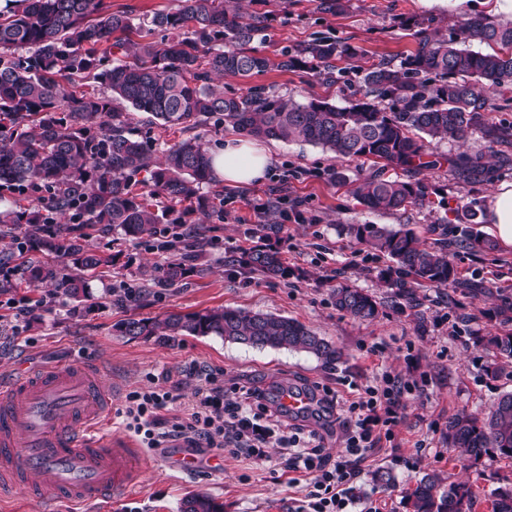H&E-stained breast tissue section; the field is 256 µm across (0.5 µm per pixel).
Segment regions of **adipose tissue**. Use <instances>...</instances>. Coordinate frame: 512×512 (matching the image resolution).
<instances>
[{
	"label": "adipose tissue",
	"instance_id": "adipose-tissue-1",
	"mask_svg": "<svg viewBox=\"0 0 512 512\" xmlns=\"http://www.w3.org/2000/svg\"><path fill=\"white\" fill-rule=\"evenodd\" d=\"M274 163L269 148L244 138H228L214 154L212 167L217 177L231 185H248L263 180ZM489 231L497 244L512 248V183L499 184L490 194L485 210Z\"/></svg>",
	"mask_w": 512,
	"mask_h": 512
}]
</instances>
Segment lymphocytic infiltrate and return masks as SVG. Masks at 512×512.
I'll list each match as a JSON object with an SVG mask.
<instances>
[{
  "label": "lymphocytic infiltrate",
  "instance_id": "f902f5d3",
  "mask_svg": "<svg viewBox=\"0 0 512 512\" xmlns=\"http://www.w3.org/2000/svg\"><path fill=\"white\" fill-rule=\"evenodd\" d=\"M160 379V385L126 397V426L146 447L181 448L192 454L209 448L256 460L266 459L268 449H283L279 469L305 478L304 500L296 512H353L364 463L404 424L406 397H426L428 386L424 378L385 373L378 384L359 386L357 401L347 405L339 404L334 390H326L324 402L337 412L344 445L333 457L325 453L318 434L286 430L284 411L269 406L258 390L226 382L216 372L205 373L193 410L183 418L172 413L179 396L170 372L161 373Z\"/></svg>",
  "mask_w": 512,
  "mask_h": 512
}]
</instances>
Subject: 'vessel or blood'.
I'll list each match as a JSON object with an SVG mask.
<instances>
[{
  "label": "vessel or blood",
  "instance_id": "1",
  "mask_svg": "<svg viewBox=\"0 0 512 512\" xmlns=\"http://www.w3.org/2000/svg\"><path fill=\"white\" fill-rule=\"evenodd\" d=\"M310 400L292 388L277 402L300 414ZM111 404V391L88 364L1 378L0 500L23 491L36 501H108L142 478L140 450L105 431Z\"/></svg>",
  "mask_w": 512,
  "mask_h": 512
}]
</instances>
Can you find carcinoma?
Returning <instances> with one entry per match:
<instances>
[{
    "label": "carcinoma",
    "instance_id": "carcinoma-1",
    "mask_svg": "<svg viewBox=\"0 0 512 512\" xmlns=\"http://www.w3.org/2000/svg\"><path fill=\"white\" fill-rule=\"evenodd\" d=\"M266 31V12L243 16L235 0H179L176 9L138 23L132 8L114 11L105 0H23L22 8L0 12V184L19 193L45 191L30 209L0 211V224L25 226L18 252L45 256L22 263L29 283L74 300L84 297L88 274L112 265V255L86 243L88 229L107 234L118 227L148 245L167 231L176 237L184 216L165 230L158 227L166 211L133 190L143 172L153 194L175 203L195 201L203 215L224 204L222 190L212 199L199 192L214 174L197 129L212 118L255 139L319 145L339 159L381 160L411 174L446 161L456 179L483 183L496 171L512 170V126L491 117L512 107V20L467 18L447 38L419 32L416 49L399 64L382 58L362 70L363 98L344 108L316 99L297 103L263 85L225 94L217 85L224 76L250 79L273 70L301 71L330 85L342 73L336 62L357 56L354 46L327 35L269 56L253 46L266 40ZM473 42L500 49L483 53L470 48ZM87 77L102 93L79 96L67 87ZM117 102L184 138L153 158L127 130ZM475 132L484 135L486 151L447 158L430 147L436 139L464 140ZM351 194L371 211L429 204L422 182L386 179L378 169L357 175ZM347 232L389 259L386 281L399 308L415 307L418 288L457 283L446 238L429 249L412 229L350 224ZM460 242L477 252L496 249L491 239L466 230ZM202 257L188 247L154 280L174 285L196 271ZM226 263L270 276L286 273L278 252L258 246ZM332 298L337 310L358 320L380 312L375 296L347 284L332 288ZM496 315L503 330L479 339L498 359L486 369L492 377L512 364V302H503ZM118 330L163 340L217 336L252 348L304 352L327 365L342 358L336 346L295 319L241 309L129 318ZM444 438L469 462L485 456L512 460V392L501 394L482 416L462 411L448 418ZM484 498L490 512H512V484ZM478 499L472 483L446 485L440 474L427 472L407 494V505L411 512H474ZM180 512H224V505L194 493L183 499Z\"/></svg>",
    "mask_w": 512,
    "mask_h": 512
}]
</instances>
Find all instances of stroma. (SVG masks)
<instances>
[{"label":"stroma","instance_id":"1","mask_svg":"<svg viewBox=\"0 0 512 512\" xmlns=\"http://www.w3.org/2000/svg\"><path fill=\"white\" fill-rule=\"evenodd\" d=\"M319 0H269L272 17L262 52L271 54L308 40L317 31L329 32L357 47L347 61L348 73L334 86L297 73L271 71L246 80L228 76L225 93H246L250 83L272 87L297 102L324 99L348 106L360 88L361 69L385 58L399 62L414 50V28L406 19L425 22L430 31L449 35L461 19L497 15L512 20V0H345L344 8L321 12ZM275 164L263 181L224 189L223 207L211 211L204 222L183 225L195 239H217L206 249L203 270L179 284L162 287L149 282L146 272L174 260V253H157L115 230L92 234L90 245L114 255L112 266L98 269L89 280V295L81 301L51 295L49 288L29 285L20 270H12L10 292L0 293V377L21 370L36 372L78 362L96 364L112 388V410L107 430L113 439L135 441L127 430L122 411L126 395L149 387L150 375L178 372L197 364L240 378L265 394L283 387L339 388L348 394V381L372 382L389 372L405 378L427 376L428 396L409 400L407 420L395 439L367 462L357 483L360 499L376 501L381 512H407L405 495L417 479L429 471L440 472L451 482L471 481L480 492H489L512 481V462L483 457L464 467L443 432L452 415L466 411L488 412L498 396L512 391V364L497 377L486 376L494 362L492 352L477 344L497 324L496 311L512 301V249L473 252L449 245L459 281L445 288L417 291L418 309L393 307L382 272L389 262L365 250L346 232L350 224H378L412 228L426 245L438 243L443 232L464 227V206L474 203L483 211L495 185L512 182V172L492 181L468 184L447 167L422 171L430 206L378 213L364 210L352 198L346 184L331 181V172L348 179L357 171H371L372 162L357 164L338 160L320 147L271 142ZM286 187L297 214L280 233L268 240L288 268L284 278L228 270L225 256L232 250L255 245L252 231L259 218L255 206ZM483 283L480 292L471 283ZM346 283L364 289L382 302L373 321H360L334 307L332 286ZM141 288L139 302L119 304L125 286ZM29 296L37 302L26 314L7 308L9 298ZM234 308L294 318L340 348L344 357L328 367L313 356L288 350L256 349L208 337L181 336L166 341L117 335L115 326L129 318L155 319L171 312ZM175 449L148 450L141 459L145 477L113 497L111 502L86 505L79 501H53L52 512H180L184 497L201 492L216 498L224 512H295L303 494L289 486L287 477H273L269 463L245 457L230 458L206 451L208 466L187 470L175 458ZM418 457L415 470L404 461ZM379 469L394 472L397 482L384 488L371 481Z\"/></svg>","mask_w":512,"mask_h":512}]
</instances>
